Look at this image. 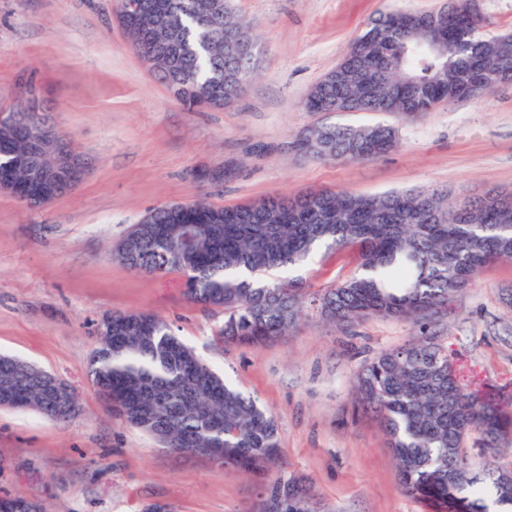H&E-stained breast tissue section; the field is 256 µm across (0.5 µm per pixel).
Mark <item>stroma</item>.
Masks as SVG:
<instances>
[{"label": "stroma", "instance_id": "35a3bbf8", "mask_svg": "<svg viewBox=\"0 0 512 512\" xmlns=\"http://www.w3.org/2000/svg\"><path fill=\"white\" fill-rule=\"evenodd\" d=\"M444 0H234L264 47L234 104L189 109L137 56L116 0H0V114L34 81L55 127L87 163L82 181L32 209L0 193V353L24 358L76 390L64 422L0 407V496L49 512H249L254 479L176 456L129 426L101 396L88 364L112 312L163 320L227 381L272 414L284 476L312 486L322 512H423L404 491L387 438L355 403L354 377L378 353L408 344L411 322H328L309 309L288 335L258 346L218 340L220 310L191 303L184 275L134 272L112 248L149 210L205 200L219 207L277 195L448 189L463 200L512 193V84L480 101L422 114H336L394 126L399 144L371 161L298 153L310 89L340 63L366 23ZM351 251L319 248L293 271L312 289L354 273ZM512 263L488 264L435 318L438 342L464 382L512 413Z\"/></svg>", "mask_w": 512, "mask_h": 512}]
</instances>
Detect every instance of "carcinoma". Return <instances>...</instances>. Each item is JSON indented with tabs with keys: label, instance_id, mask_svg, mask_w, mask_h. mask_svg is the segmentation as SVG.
<instances>
[{
	"label": "carcinoma",
	"instance_id": "obj_1",
	"mask_svg": "<svg viewBox=\"0 0 512 512\" xmlns=\"http://www.w3.org/2000/svg\"><path fill=\"white\" fill-rule=\"evenodd\" d=\"M209 0H168V12L181 32L174 51L160 36L132 29L130 37L171 55L176 67L161 61L157 71L168 84L178 73L191 76L201 97L181 101L208 107L210 101H235L241 78L260 68L262 44L231 0L223 11H205ZM422 18L424 12H389L371 20L339 66L333 81L325 74L307 95L305 107L329 105L338 112H412L448 99H467L464 87L478 82L487 63L504 70L500 82H512V35L483 36L476 13L460 15L441 52L431 54L418 43L433 38L419 24L392 30L395 16ZM390 44L386 67L394 76L409 75L423 88L409 102L399 85L371 91L362 74L379 64L382 43ZM0 177L21 179L11 167L16 141L2 144ZM398 143L395 128L382 123L331 124L314 141L311 156L325 160L377 158ZM489 198L452 201L448 192L407 190L376 195L369 201L347 191L273 198L265 205L295 218L269 224L249 206L235 208L239 220L198 224L194 247L183 248V225L168 223L170 206L149 212L150 224L136 225L127 257L118 263L136 272L163 274L179 270L189 278L186 297L224 311L217 336L226 342L256 345L286 336L305 299L320 316L333 322L368 317L409 320L417 327L413 341L385 350L355 376L358 403L379 417L397 463L404 490L429 512H487L483 494L490 491L499 506L512 512V483L488 461L477 477L462 448L469 430L486 423L497 436L512 425L500 409L477 402L467 385L451 371L448 351L437 341L431 318L448 309V300L466 288L491 261L512 263V224H501L488 209ZM351 249L359 271L343 283L307 294L298 279L270 282L266 276L303 262L316 248ZM154 336L131 341L112 337V346L90 361V373L101 392L111 389L129 399L125 422L152 436H166L173 448H222L224 465L262 478L263 498L255 512H292L288 498L311 493L294 478L270 476L280 458L276 419L257 401L201 363L158 316ZM9 375L24 388L28 363L0 355V376Z\"/></svg>",
	"mask_w": 512,
	"mask_h": 512
}]
</instances>
